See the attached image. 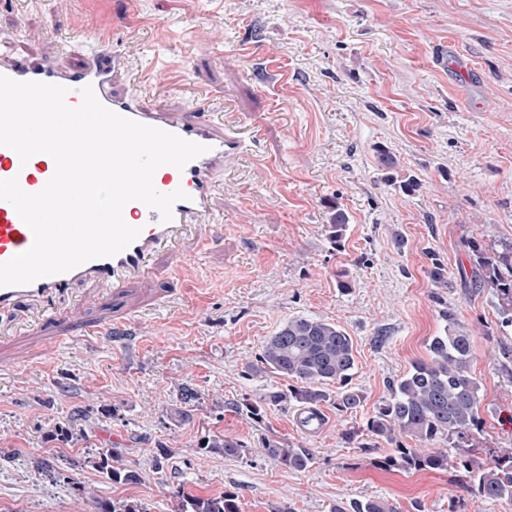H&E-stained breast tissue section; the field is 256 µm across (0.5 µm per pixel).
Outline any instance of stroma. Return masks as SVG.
Here are the masks:
<instances>
[{
  "label": "stroma",
  "instance_id": "35a3bbf8",
  "mask_svg": "<svg viewBox=\"0 0 512 512\" xmlns=\"http://www.w3.org/2000/svg\"><path fill=\"white\" fill-rule=\"evenodd\" d=\"M89 32L118 47L126 93L161 111L234 110L255 137L213 173L223 221L206 246L159 254L117 293L75 286L68 319L0 338V512H95L98 499L173 512L178 489L235 492L241 512H330L369 497L448 512L467 494L456 472L381 469L387 443L358 448L341 432L364 425L390 382L427 358L446 309L473 337L484 421L474 455L512 448V380L492 359L512 347V329L500 328L492 289L465 285L469 240L512 241V0H0V41L48 64L74 62ZM152 63L181 82L137 81ZM410 177L419 186L408 193L399 183ZM338 208L348 226L336 242ZM435 256L447 284L429 278ZM295 317L351 336V385L363 395L351 415L322 405L313 435L288 405L259 421L232 407L285 389L244 366ZM101 323L110 335H91ZM183 383L201 398L190 422L173 425ZM63 427L88 437L62 441ZM216 436L244 443L246 459L203 448ZM267 438L310 449V468L260 455ZM108 441L137 483L97 470ZM160 443L173 456L159 469Z\"/></svg>",
  "mask_w": 512,
  "mask_h": 512
}]
</instances>
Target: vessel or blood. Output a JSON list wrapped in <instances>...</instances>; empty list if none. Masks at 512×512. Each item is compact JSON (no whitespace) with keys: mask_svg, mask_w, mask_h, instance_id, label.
<instances>
[{"mask_svg":"<svg viewBox=\"0 0 512 512\" xmlns=\"http://www.w3.org/2000/svg\"><path fill=\"white\" fill-rule=\"evenodd\" d=\"M118 61L109 37L101 34L87 36L82 60L74 67H53L37 57L0 49V75L17 81L65 86L68 89L66 103L71 107L80 105L81 88L92 86L98 100L117 114L207 148L206 153L191 160L184 169L165 165L154 174V186L159 192L168 194L181 190L186 194L184 200L175 203L172 221L161 222L158 213L144 203L129 202L123 209V219L128 225L139 228L140 234L122 252L90 260L68 272L45 276L27 285L0 287V315L21 309L31 312L28 325L33 330L46 318L62 317L57 304L74 284H110L118 288L141 277L155 256L174 249L179 241L192 239L204 243L206 224L216 218L211 174L243 150L245 133L234 131L208 114L159 112L124 93L116 81ZM53 174V168L45 162H21L15 151L0 146V179L17 178L23 191L34 194L45 187ZM33 242L31 229L14 207L0 200V263L28 250Z\"/></svg>","mask_w":512,"mask_h":512,"instance_id":"b4317fda","label":"vessel or blood"}]
</instances>
